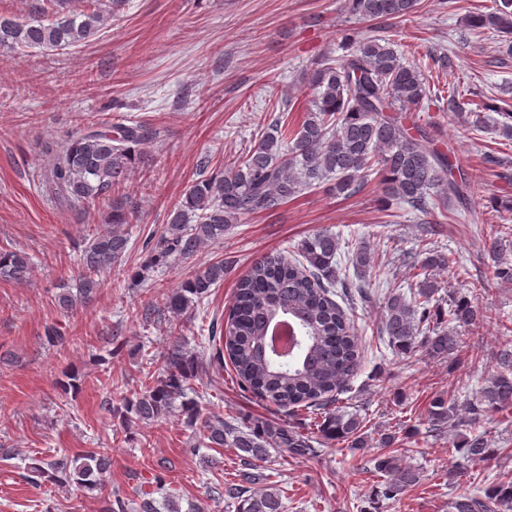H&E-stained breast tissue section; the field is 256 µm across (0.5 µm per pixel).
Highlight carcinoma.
<instances>
[{
	"label": "carcinoma",
	"instance_id": "carcinoma-1",
	"mask_svg": "<svg viewBox=\"0 0 512 512\" xmlns=\"http://www.w3.org/2000/svg\"><path fill=\"white\" fill-rule=\"evenodd\" d=\"M41 0L23 19L0 16V55L25 48L58 51L94 39L119 14L121 0ZM352 12L365 21L388 20L412 12L418 0H349ZM468 26L478 34L494 31L510 38L512 48V0L501 7L473 12ZM314 91L300 123L282 112L265 130L260 141L242 159L216 175L201 176L185 192L171 213L167 234L152 262L172 256L187 257L204 244L224 236L229 224L246 215L266 213L297 198L303 190L333 181L332 190L352 195L368 177L379 178L387 194L414 211L448 212L468 204L469 180L455 172L451 153L437 147L430 131L408 114V107L428 97L420 66L405 63L392 43L377 35L354 40L348 54L324 58L308 72ZM152 140L150 127L137 120L117 127L95 123L55 151L43 174L46 193L69 204L96 200L120 186L139 163L141 149ZM139 211L122 199L112 200V230L93 237L79 262L82 275L77 288L62 285L57 304L72 310L85 304L103 287L100 274L122 259L128 239L125 224L138 219ZM339 242L328 231L306 236L298 257L290 260L271 252L257 261L237 283L225 325L208 327V346L218 365L229 359L238 384L254 395L282 408H304L319 421L317 432L326 441H346L364 451L371 447L363 420L339 406L360 363L359 338L345 310L333 299L336 286L343 295L369 294L361 283L336 275ZM419 272L445 267L449 255L422 244ZM353 266L371 273L374 255L368 245L352 253ZM224 263L208 265L173 289L166 308L178 318L193 309L210 288L224 280ZM32 262L24 251H0V279L21 283L29 278ZM439 286L424 278L412 301L395 292L383 299L382 335L396 352L414 358L422 352L443 360L461 347L457 329L476 330L483 323L504 325L500 316L480 307V289L472 294L448 295V330L435 327L442 311L430 306ZM285 320L297 336L293 348L277 352L260 347L267 343L268 328ZM158 375L143 383L140 392L120 411L127 422L151 423L167 415L175 400L185 395L196 369L182 345L172 344L159 356ZM512 409V339L502 343L496 357V373L481 388L479 397L461 407L455 398L437 397L428 410V432L441 435L469 430L456 447L460 459L477 464L501 456L505 449L476 429L487 415ZM314 436L300 426L260 422L243 431L219 416L204 421L200 436L205 448H234L241 469L238 478L224 481L217 495L237 503V512H285L281 494L255 485L264 481L260 463L271 448H286L296 458L313 456ZM374 468L387 475L377 499L393 500L418 485L420 472L402 467L394 457L376 458ZM30 473L41 482L74 486L80 491L98 490L106 512H124L120 493L112 491L111 458L105 451H88L80 458L59 456L34 459ZM482 491L458 495L448 501V512H512V469L493 478Z\"/></svg>",
	"mask_w": 512,
	"mask_h": 512
}]
</instances>
